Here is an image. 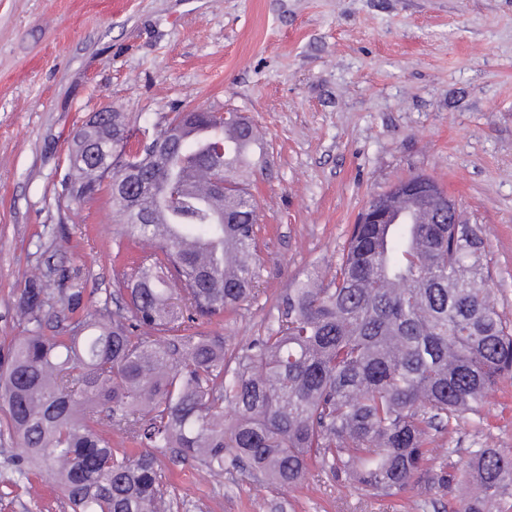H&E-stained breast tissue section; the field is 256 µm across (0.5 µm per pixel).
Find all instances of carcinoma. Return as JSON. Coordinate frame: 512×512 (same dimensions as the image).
I'll return each instance as SVG.
<instances>
[{"mask_svg":"<svg viewBox=\"0 0 512 512\" xmlns=\"http://www.w3.org/2000/svg\"><path fill=\"white\" fill-rule=\"evenodd\" d=\"M126 132L122 113L86 120L61 184L107 188L121 235L142 244L117 274L115 310L60 273L21 290L29 335L0 358V405L16 465L46 468L72 512H171L161 457L210 473L297 486L313 465L374 497L425 482L456 492L459 512H491L512 496V458L477 448L463 468L429 443L485 395L512 383V321L487 300L491 279L477 224H450L434 201L396 186L367 201L331 277L294 281L283 311L244 353L195 330L246 302L261 279L258 205L248 182L258 129L244 115L181 112L144 128L164 148L134 164L89 160L85 139ZM224 169L214 195L201 171ZM380 205L403 214L367 224ZM69 322L51 336L44 325ZM230 417H224V409ZM133 449L112 447L102 427Z\"/></svg>","mask_w":512,"mask_h":512,"instance_id":"carcinoma-1","label":"carcinoma"}]
</instances>
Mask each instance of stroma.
<instances>
[{
	"mask_svg": "<svg viewBox=\"0 0 512 512\" xmlns=\"http://www.w3.org/2000/svg\"><path fill=\"white\" fill-rule=\"evenodd\" d=\"M115 107L152 126L235 109L263 140L250 178L264 263L254 297L202 331L246 350L308 271L332 270L367 200L434 178L481 225L488 299L512 320V0H0V352L26 331L24 282L66 270L101 302L120 261L107 191L60 182L73 132ZM512 457V386L436 435L433 456ZM0 435V512H69ZM174 512H451L426 486L375 498L312 467L297 486L165 460Z\"/></svg>",
	"mask_w": 512,
	"mask_h": 512,
	"instance_id": "35a3bbf8",
	"label": "stroma"
}]
</instances>
